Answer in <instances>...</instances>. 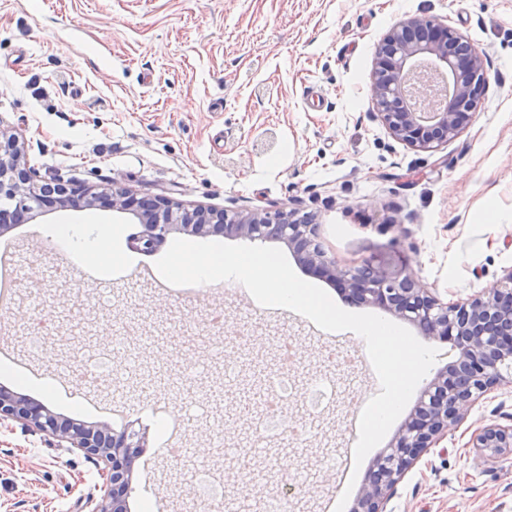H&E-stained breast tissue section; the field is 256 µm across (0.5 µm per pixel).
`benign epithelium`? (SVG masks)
Masks as SVG:
<instances>
[{
    "label": "benign epithelium",
    "instance_id": "obj_1",
    "mask_svg": "<svg viewBox=\"0 0 512 512\" xmlns=\"http://www.w3.org/2000/svg\"><path fill=\"white\" fill-rule=\"evenodd\" d=\"M423 62L433 63L448 80L442 107L430 113L428 120L423 118L426 110L415 112L403 99L406 83L420 94L429 92L431 80ZM485 86L484 53L441 19H400L376 46L369 91L377 116L392 137L417 150L433 151L454 140L481 102ZM50 193L61 208L103 204L116 211L136 212L146 227V249L173 231L279 240L308 267L336 281L353 300L383 307L398 319L414 320L424 336L459 347L457 363L428 383L390 448L377 459L354 512H385L392 489L413 461L467 417L477 395L498 384L504 375L512 376V272L506 286H494L464 302L444 303L413 273L390 280L370 268L338 266L319 240L315 217L300 216L295 209L272 213L253 207L232 214L206 207L188 210L168 198L140 200L117 183L95 187L44 182L27 167L24 142L0 126V201L14 206V212L0 213V230L40 209ZM5 419L109 463L108 491L93 512H125L133 449L143 447L138 431L128 426L116 433L106 426L60 420L41 404L1 391L0 420ZM470 442L486 460L512 456V427L485 425Z\"/></svg>",
    "mask_w": 512,
    "mask_h": 512
}]
</instances>
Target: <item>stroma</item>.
Returning <instances> with one entry per match:
<instances>
[{
    "instance_id": "1",
    "label": "stroma",
    "mask_w": 512,
    "mask_h": 512,
    "mask_svg": "<svg viewBox=\"0 0 512 512\" xmlns=\"http://www.w3.org/2000/svg\"><path fill=\"white\" fill-rule=\"evenodd\" d=\"M447 18L486 57L481 105L461 134L432 152L394 140L373 115L375 48L399 19ZM0 124L25 142L44 179L104 185L208 206L317 215L344 266L392 278L416 274L445 302L512 271V0H0ZM496 226L479 220L486 205ZM404 225H396L397 217ZM47 224H112L103 245L125 265L101 280L54 252ZM131 214L48 208L0 234L20 285L0 307V387L55 415L122 431L142 410L174 420L135 458L133 512H203L201 474L224 486L230 512L354 508L382 440L355 479L337 465L359 432L358 404L376 389L366 347L304 316L261 309L220 283L162 287L144 275L173 241L145 249ZM224 311L214 329L209 310ZM53 330L32 343L31 327ZM298 360L288 373L287 429L261 434L277 341ZM355 357L336 368L331 352ZM109 353L112 370L80 369ZM52 382L58 398L15 385L13 372ZM335 395L306 409L316 381ZM512 426V381L476 399L468 417L394 486L386 512H512V456L476 457L477 428ZM109 466L42 433L0 420V512H91Z\"/></svg>"
}]
</instances>
